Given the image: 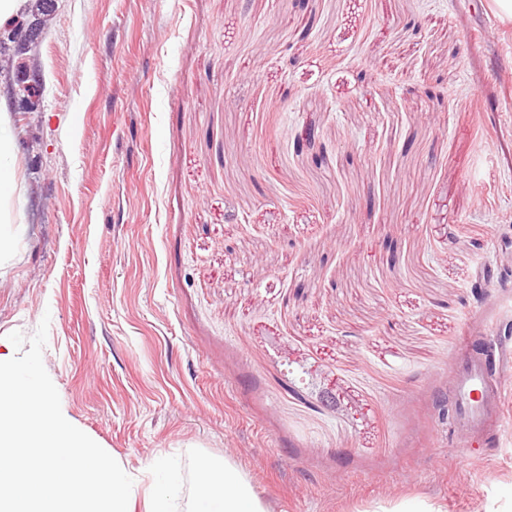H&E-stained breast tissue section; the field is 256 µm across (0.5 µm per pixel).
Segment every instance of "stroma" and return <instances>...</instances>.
Instances as JSON below:
<instances>
[{
    "instance_id": "stroma-1",
    "label": "stroma",
    "mask_w": 512,
    "mask_h": 512,
    "mask_svg": "<svg viewBox=\"0 0 512 512\" xmlns=\"http://www.w3.org/2000/svg\"><path fill=\"white\" fill-rule=\"evenodd\" d=\"M489 0H53L0 54L20 201L0 353L49 318L69 418L144 512L231 459L269 512H494L502 410L436 447L464 345L512 324V30ZM312 138L298 142L301 133Z\"/></svg>"
}]
</instances>
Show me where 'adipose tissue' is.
<instances>
[{"label":"adipose tissue","instance_id":"adipose-tissue-1","mask_svg":"<svg viewBox=\"0 0 512 512\" xmlns=\"http://www.w3.org/2000/svg\"><path fill=\"white\" fill-rule=\"evenodd\" d=\"M8 103L0 96V223L11 221L10 206L17 197L18 184L6 160L14 140L8 128ZM197 483L193 512H267L243 471L232 461L218 464L203 460Z\"/></svg>","mask_w":512,"mask_h":512}]
</instances>
